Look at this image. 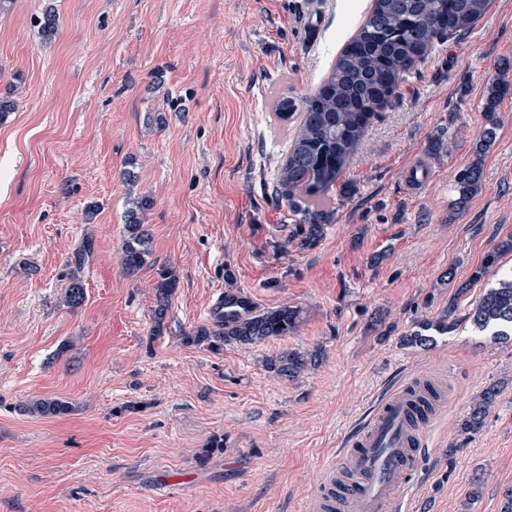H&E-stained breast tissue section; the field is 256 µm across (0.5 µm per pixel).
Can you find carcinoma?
Here are the masks:
<instances>
[{
    "label": "carcinoma",
    "instance_id": "1",
    "mask_svg": "<svg viewBox=\"0 0 512 512\" xmlns=\"http://www.w3.org/2000/svg\"><path fill=\"white\" fill-rule=\"evenodd\" d=\"M491 0H373L356 35L345 45L329 75L309 96L280 95L273 102L276 117L295 123L287 154L277 170L275 194L287 201L293 214L300 216L293 239L305 250L321 239L324 226L333 222L334 208L328 204L331 189L350 165L357 147L376 112L395 94L405 78L426 61L436 45L450 35L468 31L486 14ZM57 29L56 13L47 6L41 33L50 39ZM504 66L487 82L484 101L486 117L472 160L455 176L454 205L462 210L481 187L482 160L495 142L499 117L497 107L512 94V81ZM150 207L145 199L136 200L126 213L128 236L121 247V268L133 276L146 264L150 239L143 230L144 213ZM93 250V239L86 237L69 262L72 273L65 289V303L71 308L86 299L81 270ZM512 252V237L494 246L482 267L479 279L495 266L500 257ZM157 305L154 309L155 332L161 333L169 299L178 282L174 272L164 267L157 272ZM224 322L217 329L200 328L184 337L189 345L219 349L225 345H260L282 339L298 330L304 311L280 304L258 308L232 288L224 292ZM455 312L450 305L443 316L421 320L401 336L404 346L429 348L455 327L449 318ZM473 331L498 343L512 341V271L498 277L471 303L465 314ZM320 352L287 349L266 362L277 377L294 380L310 366L318 364ZM499 389L485 388L470 403L458 423L462 435L478 433L494 409ZM69 403L58 399H39L23 408L32 416H55L69 411Z\"/></svg>",
    "mask_w": 512,
    "mask_h": 512
}]
</instances>
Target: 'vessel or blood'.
Masks as SVG:
<instances>
[{
	"label": "vessel or blood",
	"mask_w": 512,
	"mask_h": 512,
	"mask_svg": "<svg viewBox=\"0 0 512 512\" xmlns=\"http://www.w3.org/2000/svg\"><path fill=\"white\" fill-rule=\"evenodd\" d=\"M440 405L404 388L385 395L323 465L320 491L304 512H408L422 429Z\"/></svg>",
	"instance_id": "obj_1"
}]
</instances>
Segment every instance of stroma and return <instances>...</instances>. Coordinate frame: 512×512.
Wrapping results in <instances>:
<instances>
[{"label":"stroma","instance_id":"obj_1","mask_svg":"<svg viewBox=\"0 0 512 512\" xmlns=\"http://www.w3.org/2000/svg\"><path fill=\"white\" fill-rule=\"evenodd\" d=\"M370 0H0V512H302L320 465L402 379L442 381L413 512H499L512 486V344L467 324L428 349L400 336L496 281L480 273L512 236V98L498 112L480 191L453 207L457 171L485 125L483 95L512 62V0H493L442 41L371 121L336 216L311 249L273 192L292 125L283 93H313ZM451 143L435 152V139ZM430 164L416 189L409 171ZM134 174L127 185L124 173ZM151 202V254L123 273L131 197ZM95 252L86 300L65 302L68 260ZM179 282L154 335L161 267ZM234 284L257 307L306 318L290 336L219 350L185 344L214 329L212 297ZM466 293H459L461 284ZM320 350L297 380L264 361ZM497 385L478 434L457 423ZM56 398L69 413L32 417ZM69 403L58 399H39L26 405L23 412L32 416H55L69 411Z\"/></svg>","mask_w":512,"mask_h":512}]
</instances>
